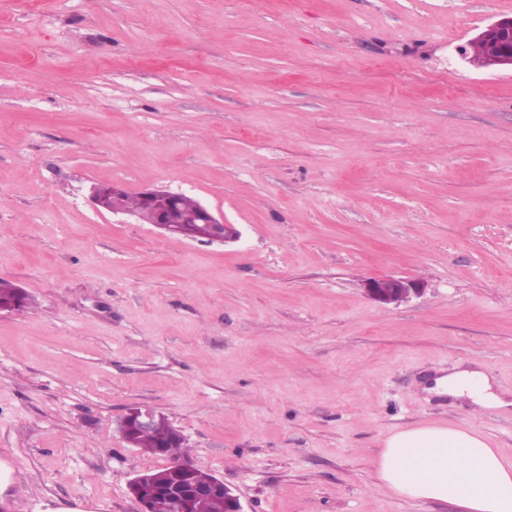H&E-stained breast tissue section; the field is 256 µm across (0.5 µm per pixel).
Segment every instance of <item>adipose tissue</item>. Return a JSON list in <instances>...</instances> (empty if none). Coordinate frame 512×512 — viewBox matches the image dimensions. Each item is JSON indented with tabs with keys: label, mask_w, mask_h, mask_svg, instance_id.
Instances as JSON below:
<instances>
[{
	"label": "adipose tissue",
	"mask_w": 512,
	"mask_h": 512,
	"mask_svg": "<svg viewBox=\"0 0 512 512\" xmlns=\"http://www.w3.org/2000/svg\"><path fill=\"white\" fill-rule=\"evenodd\" d=\"M437 387L482 407L507 405L477 369L448 374ZM373 468L376 479L401 496L458 512H512V460L472 428L434 423L394 432L384 438Z\"/></svg>",
	"instance_id": "adipose-tissue-1"
}]
</instances>
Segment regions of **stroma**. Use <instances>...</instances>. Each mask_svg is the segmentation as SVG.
Here are the masks:
<instances>
[{"label":"stroma","instance_id":"1","mask_svg":"<svg viewBox=\"0 0 512 512\" xmlns=\"http://www.w3.org/2000/svg\"><path fill=\"white\" fill-rule=\"evenodd\" d=\"M512 0H0V512H138L148 406L245 512H450L377 485L382 440L512 409V70L462 51ZM188 195L242 236L98 211ZM417 282L382 304L369 279ZM20 288L8 281H0V312L8 310L2 308H10L12 312L23 311L29 304L28 298L24 299L20 295ZM437 388L456 398L468 397L486 408H505L511 403L492 391L488 377L478 369H461L437 381Z\"/></svg>","mask_w":512,"mask_h":512}]
</instances>
